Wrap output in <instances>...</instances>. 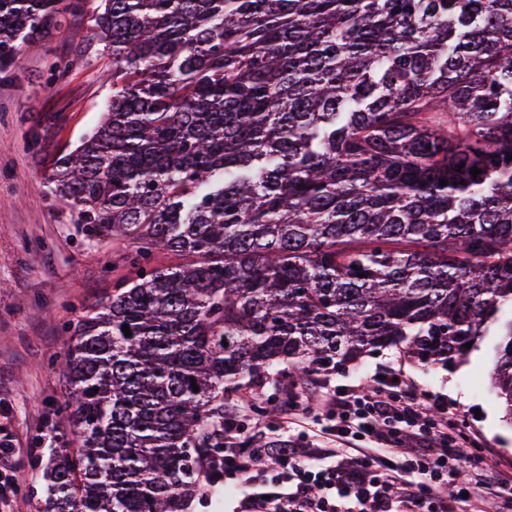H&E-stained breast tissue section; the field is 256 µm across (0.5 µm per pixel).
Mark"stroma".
<instances>
[{
    "label": "stroma",
    "instance_id": "35a3bbf8",
    "mask_svg": "<svg viewBox=\"0 0 512 512\" xmlns=\"http://www.w3.org/2000/svg\"><path fill=\"white\" fill-rule=\"evenodd\" d=\"M97 4L87 0L85 12L68 15L62 28L24 43L13 65L0 72V411L15 448L11 466L0 467L12 488L0 512H36L44 497L47 458L32 440L50 424L69 428L58 411L65 388L54 371L69 343V322L136 276L124 260L131 241L85 238L67 203L46 187L57 160L93 131L111 99L112 58L91 39ZM68 60L70 72L56 77V63ZM394 369L439 396L495 471L512 475V423L492 386L491 339H480L453 365H423L388 348L322 378L349 388ZM304 392L308 407L289 431L281 419L257 418L259 408L274 402L273 386L240 392L228 403L244 436L266 441L303 433L315 446L328 447L316 417L320 391L308 385Z\"/></svg>",
    "mask_w": 512,
    "mask_h": 512
}]
</instances>
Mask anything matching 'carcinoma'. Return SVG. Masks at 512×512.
<instances>
[{"mask_svg": "<svg viewBox=\"0 0 512 512\" xmlns=\"http://www.w3.org/2000/svg\"><path fill=\"white\" fill-rule=\"evenodd\" d=\"M78 8L0 0V67ZM101 8L112 99L48 180L138 274L73 323L38 512H187L229 396L382 348L495 337L512 421V0Z\"/></svg>", "mask_w": 512, "mask_h": 512, "instance_id": "cac0c4a2", "label": "carcinoma"}]
</instances>
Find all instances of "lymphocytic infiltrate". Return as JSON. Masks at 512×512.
I'll return each instance as SVG.
<instances>
[{"instance_id": "1", "label": "lymphocytic infiltrate", "mask_w": 512, "mask_h": 512, "mask_svg": "<svg viewBox=\"0 0 512 512\" xmlns=\"http://www.w3.org/2000/svg\"><path fill=\"white\" fill-rule=\"evenodd\" d=\"M333 448H242L224 421V470L241 492L233 512H483L486 497L512 512V478L494 476L443 402L405 380L327 391L320 402ZM371 442L350 454L352 440Z\"/></svg>"}]
</instances>
